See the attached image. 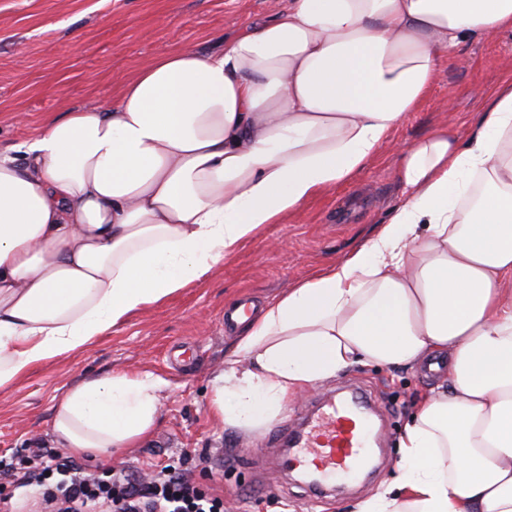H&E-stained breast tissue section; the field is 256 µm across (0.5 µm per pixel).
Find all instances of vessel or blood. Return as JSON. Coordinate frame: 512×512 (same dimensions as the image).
Here are the masks:
<instances>
[{
    "mask_svg": "<svg viewBox=\"0 0 512 512\" xmlns=\"http://www.w3.org/2000/svg\"><path fill=\"white\" fill-rule=\"evenodd\" d=\"M372 427L369 407L362 396H352L341 404L328 400L326 408L303 427L286 430L288 458L324 479L336 474L354 477L368 463L364 450Z\"/></svg>",
    "mask_w": 512,
    "mask_h": 512,
    "instance_id": "obj_1",
    "label": "vessel or blood"
}]
</instances>
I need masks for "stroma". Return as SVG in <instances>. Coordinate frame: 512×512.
<instances>
[{"mask_svg":"<svg viewBox=\"0 0 512 512\" xmlns=\"http://www.w3.org/2000/svg\"><path fill=\"white\" fill-rule=\"evenodd\" d=\"M288 0H0V147L24 163V143L54 113L92 102H116L120 81L177 44L207 52L224 37L270 20ZM443 59L436 82L419 108L395 129L351 183L314 197L294 219L267 225L243 242L199 283L163 304L132 316L88 349L45 362L0 392V500L25 504L14 475L37 467L38 452L54 450V406L64 391L115 373H151L165 382L152 432L111 462L75 454L106 481L149 476L162 467L184 473L224 503V512H352L354 504L390 478L397 438L417 403L447 370L358 367L316 390L287 400L281 413L248 433L215 422V376L238 331L222 324L228 304L252 297L266 305L288 285L340 259L374 234L402 197L397 145L412 144L431 128L452 124L466 135L497 84L512 78V32L494 43L473 40ZM455 113L442 112L447 97ZM24 112L25 124L11 115ZM354 383L384 412L376 448L380 456L355 489L311 496L306 482L276 465V429L296 418L314 394Z\"/></svg>","mask_w":512,"mask_h":512,"instance_id":"obj_1","label":"stroma"}]
</instances>
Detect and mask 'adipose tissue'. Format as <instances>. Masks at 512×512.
I'll return each mask as SVG.
<instances>
[{"mask_svg":"<svg viewBox=\"0 0 512 512\" xmlns=\"http://www.w3.org/2000/svg\"><path fill=\"white\" fill-rule=\"evenodd\" d=\"M512 31V0H288L202 52L157 56L114 105L49 117L0 150V392L198 283L242 241L354 180L443 58ZM403 201L341 260L285 288L214 379L224 425L364 365L448 357L355 512H512V80L466 137L401 149ZM161 381L110 374L54 408L61 447L111 454L150 433Z\"/></svg>","mask_w":512,"mask_h":512,"instance_id":"1","label":"adipose tissue"}]
</instances>
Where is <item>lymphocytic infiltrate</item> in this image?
Masks as SVG:
<instances>
[{"mask_svg": "<svg viewBox=\"0 0 512 512\" xmlns=\"http://www.w3.org/2000/svg\"><path fill=\"white\" fill-rule=\"evenodd\" d=\"M16 482L35 487L52 512H222L218 498L183 473L168 468L149 481L132 479L114 484L85 472L75 462L55 461L52 471L23 473Z\"/></svg>", "mask_w": 512, "mask_h": 512, "instance_id": "1", "label": "lymphocytic infiltrate"}]
</instances>
